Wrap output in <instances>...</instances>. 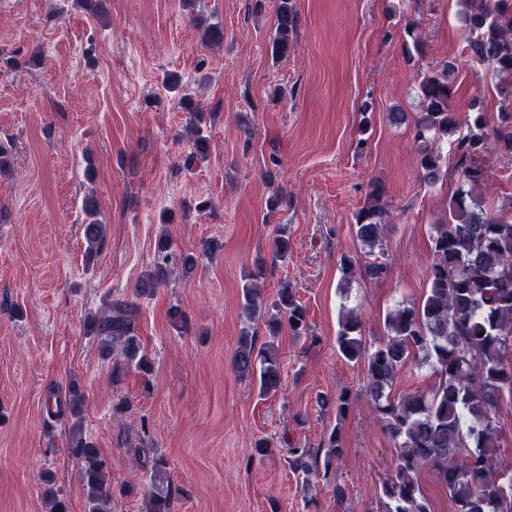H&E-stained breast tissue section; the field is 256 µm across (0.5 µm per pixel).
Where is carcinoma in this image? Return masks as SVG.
<instances>
[{"label": "carcinoma", "mask_w": 512, "mask_h": 512, "mask_svg": "<svg viewBox=\"0 0 512 512\" xmlns=\"http://www.w3.org/2000/svg\"><path fill=\"white\" fill-rule=\"evenodd\" d=\"M469 55L493 66L494 75L512 83V0H490L466 14ZM298 13L294 0H278L272 54L285 57L295 47ZM206 45L224 42V28L203 29ZM456 67L423 72L418 84L421 113L416 117L414 138L424 178L436 182L442 170L440 141L458 131L449 108ZM466 120V131L452 142L458 186L448 208V220L434 227L435 262L429 271L425 299L399 306L386 317L387 335L374 348H366L360 336L359 315L349 310L339 324L338 352L348 361L364 360V394L394 442L398 462L382 483L376 512H431L419 483L427 466L448 489L453 512H512V473L496 467L498 410L512 400V218L486 215L476 210L475 197L486 186L483 164L486 151L495 147L512 153V103L499 113L500 124L488 134L478 104ZM383 191L375 188L354 224L357 238L373 248L380 244L386 216ZM89 222L83 225L86 257L93 259L105 246L108 225L97 219L94 198L85 199ZM169 238L156 242L158 262L138 283V292L151 294L165 283L170 271ZM288 230L279 225L273 237V255L288 259ZM258 269L244 279L241 312L245 325L238 337L232 367L242 379L257 382L258 396L268 398L281 389L278 348L272 342L281 322L294 336L307 334L305 308L294 289L280 284L276 299L268 304L255 284ZM136 305L121 297L88 313L84 328L98 340L102 355L112 360V379L130 367L148 374L152 361L141 350L135 333ZM263 322L271 340H257L255 325ZM426 367L435 377L427 392L391 395L398 371ZM85 394L73 384L68 389L72 419L70 452L80 464L81 482L88 512H112V472L96 446L82 436ZM324 455L311 448L287 449L288 469L306 480L315 474L328 479L336 458L343 453L338 430L323 442ZM144 512H173V496L163 457L152 458ZM48 512H68L53 488L45 489Z\"/></svg>", "instance_id": "carcinoma-1"}]
</instances>
